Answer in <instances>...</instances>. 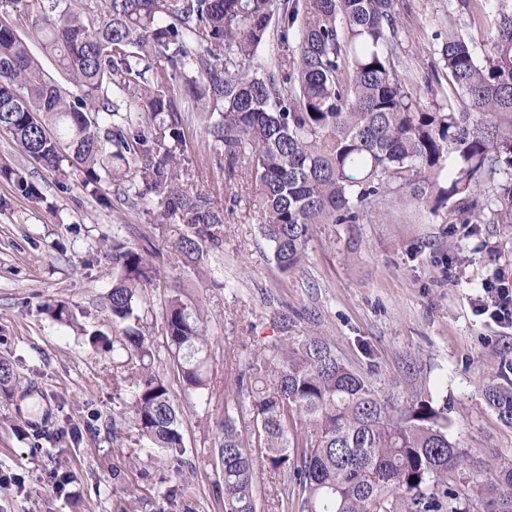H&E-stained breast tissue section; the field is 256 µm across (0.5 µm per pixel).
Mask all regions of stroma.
I'll use <instances>...</instances> for the list:
<instances>
[{
  "instance_id": "obj_1",
  "label": "stroma",
  "mask_w": 512,
  "mask_h": 512,
  "mask_svg": "<svg viewBox=\"0 0 512 512\" xmlns=\"http://www.w3.org/2000/svg\"><path fill=\"white\" fill-rule=\"evenodd\" d=\"M400 51L412 87L425 104L438 62L439 36L455 29L476 49L489 37L459 0H397ZM187 154L199 187L224 206V245L202 270L171 250L153 202L126 204L121 189L88 195L78 182L60 190L8 135L0 162L33 172L53 210H34L13 196L0 212V359L16 379L0 392V469L15 484L0 486V512H222L224 492L212 463L224 394L254 359H274L282 332L326 336L346 365L362 373L389 402L428 401L446 410L453 441L482 458L468 483L483 498L501 458L512 459V427L487 406L482 388L512 367V327L475 308L481 282L512 270V224H477L467 214H430L406 195L393 198L384 220L363 213L355 224H319L307 256L281 272L252 201L257 182L229 177L217 166L203 128L186 129ZM153 244L163 252L160 285L140 306L143 332L154 344L155 368L168 382L181 432L196 467L174 472L134 428L116 391L111 354L87 334L111 332L113 240ZM180 288L202 311L210 337L212 399L184 394L166 347V299ZM68 302L78 323L65 326L45 309ZM287 311L288 326L276 314ZM70 472L65 491L33 490L42 472ZM175 486L176 498L164 499Z\"/></svg>"
}]
</instances>
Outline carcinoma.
I'll return each mask as SVG.
<instances>
[{
  "mask_svg": "<svg viewBox=\"0 0 512 512\" xmlns=\"http://www.w3.org/2000/svg\"><path fill=\"white\" fill-rule=\"evenodd\" d=\"M473 19L490 29L486 55L450 30L427 106L399 55L396 0H0V133L56 177L96 196L130 181L125 203L150 199L172 249L199 264L224 245V207L187 173L186 114L205 124L218 164L261 186L254 206L273 260L286 273L306 255L316 224L386 215L403 189L434 213L447 207L512 223V9ZM37 44L63 78L31 52ZM266 45L277 57L258 59ZM0 178L40 210L46 197L24 170ZM493 205L480 204L484 196ZM155 251L112 243L107 295L118 335L89 343L125 354L124 403L140 436L176 471L192 465L170 387L140 328L144 291L157 286ZM57 322H77L65 302ZM166 341L183 390L210 394L208 336L176 294ZM277 362L255 363L240 421L224 403L218 470L224 512H257V467L284 477L300 512H477L457 489L478 465L428 403L398 408L309 331L279 338ZM512 427V380L483 388ZM303 427V441L288 436ZM416 481H411V478ZM482 512H512V463L500 466Z\"/></svg>",
  "mask_w": 512,
  "mask_h": 512,
  "instance_id": "obj_1",
  "label": "carcinoma"
}]
</instances>
